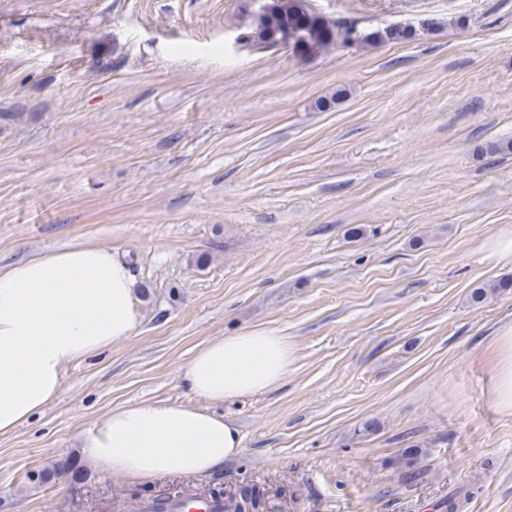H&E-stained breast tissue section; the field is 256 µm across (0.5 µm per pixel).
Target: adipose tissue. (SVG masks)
Returning a JSON list of instances; mask_svg holds the SVG:
<instances>
[{
  "label": "adipose tissue",
  "mask_w": 512,
  "mask_h": 512,
  "mask_svg": "<svg viewBox=\"0 0 512 512\" xmlns=\"http://www.w3.org/2000/svg\"><path fill=\"white\" fill-rule=\"evenodd\" d=\"M140 324L131 264L103 248L74 246L0 268V436L55 400L68 364L132 336ZM496 403L512 413V325L494 347ZM286 336L250 329L197 349L179 377L213 403L280 384L293 363ZM238 429L191 407L135 403L112 409L85 442L99 469L147 483L162 476L204 478L241 452Z\"/></svg>",
  "instance_id": "1"
}]
</instances>
